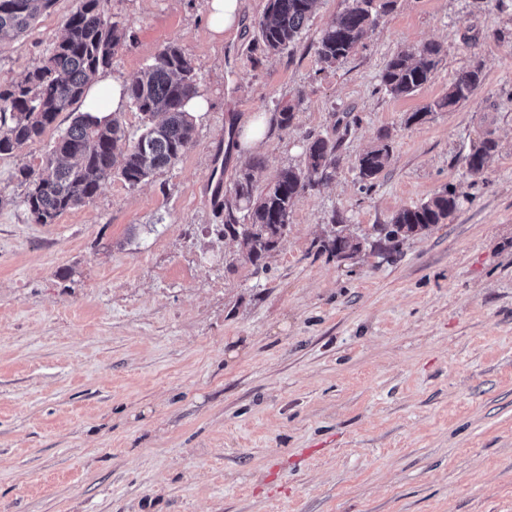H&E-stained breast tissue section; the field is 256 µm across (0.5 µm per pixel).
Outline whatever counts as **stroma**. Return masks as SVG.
<instances>
[{"label":"stroma","mask_w":512,"mask_h":512,"mask_svg":"<svg viewBox=\"0 0 512 512\" xmlns=\"http://www.w3.org/2000/svg\"><path fill=\"white\" fill-rule=\"evenodd\" d=\"M349 2L319 0L269 55L266 0H242L220 43L206 0H104L125 31L106 76L175 44L209 109L175 164L135 188L112 178L51 224L18 171H40L71 114L0 155V512H512V0H397L324 65L316 42ZM75 7L56 0L0 46V85L49 56ZM425 42L442 47L431 81L392 97L384 64ZM476 62L469 102L413 120ZM289 104L258 150L231 142ZM488 130L499 152L470 176ZM317 136L340 139L336 172L255 272L218 205L249 160L264 186ZM383 136L370 188L354 163ZM447 186L453 219L395 260L322 251L333 216L362 235Z\"/></svg>","instance_id":"1"}]
</instances>
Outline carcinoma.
<instances>
[{
  "label": "carcinoma",
  "instance_id": "carcinoma-1",
  "mask_svg": "<svg viewBox=\"0 0 512 512\" xmlns=\"http://www.w3.org/2000/svg\"><path fill=\"white\" fill-rule=\"evenodd\" d=\"M64 34L44 64L19 84L0 89V154L42 138L59 114L79 103L86 86L107 68L122 41L119 25L110 21L102 0H76ZM55 0H0V41L12 40L50 9ZM317 0H267L258 22V37L264 51L281 53L301 36ZM395 0H351L334 21L322 30L316 47L318 60L335 65L352 54L378 24L380 14L392 9ZM441 47L425 43L395 54L384 66L380 82L394 97H406L427 84L440 62ZM482 83L481 65L459 72L448 92L434 106L410 116L420 120L432 111L453 108L468 101ZM123 94L144 115L145 128L136 141L127 142L119 119L100 122L79 112L62 131L43 159L38 175L19 170L28 183L23 199L31 218L51 224L62 213L92 199L103 183L118 175L131 187L177 161L194 140V125L186 111L198 96L191 60L181 48L170 45L137 75L125 82ZM339 141L318 137L305 148L304 165L281 170L264 188L257 189L248 163L224 199V237L237 242L240 255L255 268L264 266L288 229L297 199L330 176L340 160ZM499 144L486 133L466 156L470 175L483 174L498 153ZM390 145L384 141L361 154L355 168L361 181H374L388 167ZM458 209V196L451 188L427 201L397 211L387 224L372 225L375 248L384 257L396 252L411 237L423 235L443 224ZM322 248L338 260H353L361 252V237L341 227L323 241Z\"/></svg>",
  "mask_w": 512,
  "mask_h": 512
}]
</instances>
